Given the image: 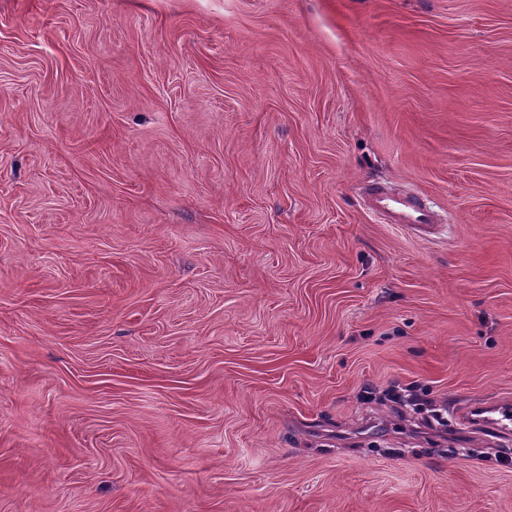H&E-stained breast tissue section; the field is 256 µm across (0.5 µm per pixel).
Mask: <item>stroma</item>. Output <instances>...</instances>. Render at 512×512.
Wrapping results in <instances>:
<instances>
[{
  "mask_svg": "<svg viewBox=\"0 0 512 512\" xmlns=\"http://www.w3.org/2000/svg\"><path fill=\"white\" fill-rule=\"evenodd\" d=\"M502 396L512 0H0V512H512ZM368 207L379 214L384 224H398L410 229H429L436 224L435 214L417 198L394 195L382 187L365 190ZM386 395L395 400H390L391 402L397 404L407 403L412 405L417 414H424L426 411V424L435 434H440L443 431L446 432V427L448 426V419L444 416V413H448V406L446 402H437L424 398L427 395H424V393L421 392V389H418L416 386H411V384H408L405 387H400L399 384L393 385L387 390ZM431 419L436 420L438 426L441 427H437ZM461 420L467 424L493 429L510 438L512 435L511 398L468 402L461 412Z\"/></svg>",
  "mask_w": 512,
  "mask_h": 512,
  "instance_id": "stroma-1",
  "label": "stroma"
}]
</instances>
